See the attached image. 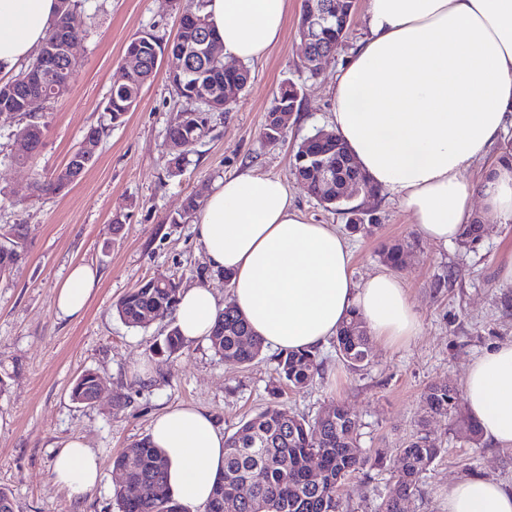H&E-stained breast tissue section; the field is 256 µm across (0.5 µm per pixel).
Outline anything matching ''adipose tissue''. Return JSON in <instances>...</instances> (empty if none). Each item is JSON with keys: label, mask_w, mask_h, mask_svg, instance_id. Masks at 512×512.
Listing matches in <instances>:
<instances>
[{"label": "adipose tissue", "mask_w": 512, "mask_h": 512, "mask_svg": "<svg viewBox=\"0 0 512 512\" xmlns=\"http://www.w3.org/2000/svg\"><path fill=\"white\" fill-rule=\"evenodd\" d=\"M289 4L205 0L204 12L225 57L247 63L280 41ZM57 11L58 0H0V74L36 54ZM364 20L367 34L330 88L331 129L371 185L443 245L471 223L474 197L485 221L512 222V156L498 149L512 130V0H367ZM481 160V179H465ZM194 229L210 265L230 275L233 304L272 349H314L353 311L387 344L420 331L404 280H355L345 238L304 218L281 178L217 182ZM98 281L96 269L73 266L56 291L58 313L82 316ZM223 309L210 288H184L176 309L184 342L208 338ZM463 387L482 438L512 447V343L475 359ZM150 438L168 460L173 498L188 508L207 503L224 466V432L213 417L169 407L153 419ZM53 471L74 500L99 480L97 458L80 439L57 449ZM444 512H512V491L491 479L459 480Z\"/></svg>", "instance_id": "1"}]
</instances>
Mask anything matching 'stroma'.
<instances>
[{
  "label": "stroma",
  "instance_id": "35a3bbf8",
  "mask_svg": "<svg viewBox=\"0 0 512 512\" xmlns=\"http://www.w3.org/2000/svg\"><path fill=\"white\" fill-rule=\"evenodd\" d=\"M367 0H356L351 28L317 74L304 67L298 33L301 0H291L281 41L249 67L250 83L237 106L211 116L210 132L188 157L180 176L167 174L164 142L183 101L173 95L160 64L137 106L123 123L106 126L103 112L114 82L122 77L125 46L138 32L174 37L176 0H82L86 36L75 49L78 67L70 91L43 114L41 147L14 160L17 119L0 118V236L10 225L25 228L21 259L0 277V487L13 496L15 512H119L114 456L147 437L154 416L178 404L201 408L225 433L241 420L277 403L286 413L308 417L329 404L344 403L358 425L360 448L395 450L420 427L442 441L443 451L423 474L412 512H442L449 487L471 477L496 479L512 490V447L470 442L456 415L427 416L421 401L435 382L462 387L468 365L496 345L512 342V283L500 277L503 252L512 251V224H489L474 248L427 240L411 224L398 200L356 196L373 214V233L349 232L355 279L385 271L382 246L406 243L397 272L409 286V301L421 329L408 341L370 342L371 360L361 371L347 369L332 345L319 350L322 373L302 390L282 385L277 353L241 365L224 360L209 341L184 344L158 354L170 319L144 329L127 327L112 306L140 281L157 277L187 287L202 284L221 300L231 284L213 269L192 221L180 220L187 195L205 198L224 177L253 172L284 179L293 202L315 224L347 227L345 214L325 209L291 173L296 145L329 129V87L365 33ZM301 89V99L277 143L263 138L265 115L283 82ZM105 126L92 166L58 195L34 190L37 177L56 173L90 128ZM96 268L100 281L82 317H59L58 286L73 264ZM149 365V379L138 369ZM93 371L104 389L90 406L72 401L80 374ZM82 439L97 455L101 480L74 501L57 484L53 454L63 443ZM395 488L393 466L367 468L350 476L343 494L347 512H379Z\"/></svg>",
  "mask_w": 512,
  "mask_h": 512
}]
</instances>
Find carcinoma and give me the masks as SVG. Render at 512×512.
<instances>
[{
  "mask_svg": "<svg viewBox=\"0 0 512 512\" xmlns=\"http://www.w3.org/2000/svg\"><path fill=\"white\" fill-rule=\"evenodd\" d=\"M337 13L328 29L323 32L325 46L335 50L346 37L349 26L343 16L354 12L355 0H335ZM204 0H180L179 29L172 49H188L193 52V73L171 72L168 81L177 98L192 105L194 111L183 120L171 124L166 134L168 174L176 177L182 171L188 156L207 132L206 118L195 111L197 101L205 102L208 111H226L237 103L250 83L249 70L229 73L224 61L206 55L201 46L205 33L211 31L207 16L203 14ZM66 25L68 36L86 35L79 0H59V8L53 26ZM163 35L147 31L133 37L125 52L137 53L144 59L145 67L128 74L126 81L112 88L105 104L112 124H120L140 96L143 86L153 77L154 60L163 53ZM49 46L44 40L38 54L30 64L5 83H0V117L23 118L16 129L14 158L18 161L31 155L42 144L46 125L41 120L28 118L25 109L27 99L43 96L53 105L67 95L69 87L56 84L54 76L42 66L40 55ZM300 89L294 83L281 87L274 106L266 113L264 137L269 142L279 139L281 133L278 112L296 104ZM321 153L336 156L345 163V169L361 177L362 190L375 194L366 176L348 165L350 155L343 142L336 136L316 145ZM302 145H297L292 159V174L309 184L318 200L327 208H334L348 215L350 229H365L367 218L356 212V207L336 196V191L326 192L312 173L310 159H302ZM73 161L47 180L35 181L36 191L44 194H60L73 184ZM484 223L477 218L466 225L463 243L475 244L481 240ZM12 236L9 245L0 244V275L10 272L21 258L23 225L10 226ZM404 246L396 243L384 251L383 260L392 269L403 261ZM180 284L174 280L160 283L145 280L118 300L113 310L118 318L133 328H145L150 319H163L176 311ZM215 353L250 364L263 351L262 341L255 336L243 315L232 303L224 304V311L209 336ZM336 355L347 367L358 371L370 357L369 336L362 317L354 312L339 329L333 340ZM183 345L179 329L172 326L157 351L174 353ZM321 362L316 352L308 349L286 351L279 355L277 372L288 386L303 388L313 383L319 375ZM100 377L94 372L79 376L71 389L72 400L90 404L92 393ZM424 408L429 414L457 412L458 391L449 383H432L423 393ZM442 452L441 442L433 434L422 429L396 449L399 463L396 471L395 494L380 506V512H409V505L418 491L419 480ZM381 454L367 457L359 448L357 425L349 409L342 403H333L314 419L290 415L273 404L241 422L237 429L225 436L224 470L218 476L206 512H346L340 488L343 481L364 467L383 463ZM113 470L141 487V495L127 499L117 492L120 512H183L181 504L168 493L166 487L167 460L163 452L154 447L149 438H143L117 455ZM317 468L319 480L312 481V468ZM246 481L251 493L246 498L234 497L238 483Z\"/></svg>",
  "mask_w": 512,
  "mask_h": 512,
  "instance_id": "carcinoma-1",
  "label": "carcinoma"
}]
</instances>
